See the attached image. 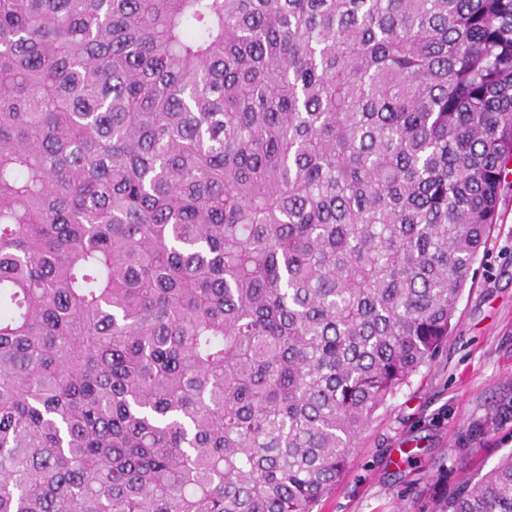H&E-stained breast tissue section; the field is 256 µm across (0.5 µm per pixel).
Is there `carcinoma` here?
<instances>
[{
  "label": "carcinoma",
  "instance_id": "cac0c4a2",
  "mask_svg": "<svg viewBox=\"0 0 512 512\" xmlns=\"http://www.w3.org/2000/svg\"><path fill=\"white\" fill-rule=\"evenodd\" d=\"M511 163L512 0H0V512H314Z\"/></svg>",
  "mask_w": 512,
  "mask_h": 512
}]
</instances>
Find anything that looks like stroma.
I'll return each instance as SVG.
<instances>
[{"label":"stroma","mask_w":512,"mask_h":512,"mask_svg":"<svg viewBox=\"0 0 512 512\" xmlns=\"http://www.w3.org/2000/svg\"><path fill=\"white\" fill-rule=\"evenodd\" d=\"M458 325L373 415L320 512H431L464 472L512 450V186Z\"/></svg>","instance_id":"obj_1"}]
</instances>
